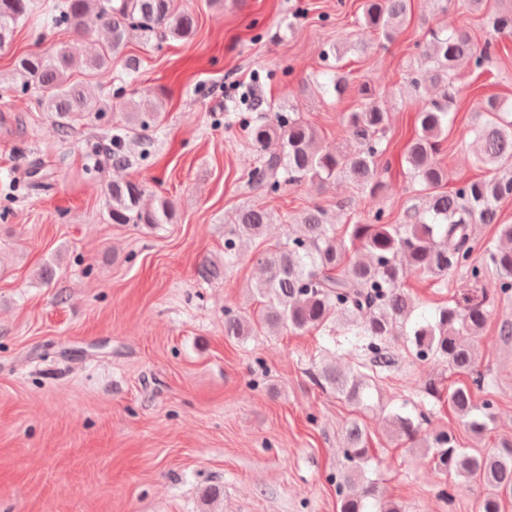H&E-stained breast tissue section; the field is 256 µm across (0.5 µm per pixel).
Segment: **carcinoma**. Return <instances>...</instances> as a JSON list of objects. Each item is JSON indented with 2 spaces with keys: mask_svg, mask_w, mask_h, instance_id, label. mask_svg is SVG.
<instances>
[{
  "mask_svg": "<svg viewBox=\"0 0 512 512\" xmlns=\"http://www.w3.org/2000/svg\"><path fill=\"white\" fill-rule=\"evenodd\" d=\"M436 10L448 6L483 12L486 0H434ZM411 0H364L362 23L378 38L393 42L408 13ZM34 18L47 28L64 27L79 36L102 31L92 55L76 60L67 48L32 52L15 63L14 75L24 93H41L40 104L56 113L61 133L96 111L98 94L112 89V61L120 57L133 37L149 48L158 38L187 40L195 31L191 14L173 9V0H0V48L12 39L15 29ZM492 29L512 34V6L499 5L488 14ZM424 73L414 71L410 85L420 91L429 80L437 92L422 100L418 110L420 132L406 154L411 181L408 193L422 200L403 211L393 224L382 209L364 224H348L343 232L327 212L313 206L289 219L284 240L257 255L266 277L256 285L262 299L253 312L224 313L227 336L245 339L276 328L292 333L325 330L341 320L348 338L335 344L339 359L358 351L364 362L340 367L321 362L313 373L315 383L350 404L362 405L367 391L396 364L390 350L394 336L405 339L408 351L418 360H432L450 375L464 376L470 383L445 386L440 377L423 388L433 403H448L470 430L481 434L494 419V403L485 398L475 403L474 391L489 393L484 374L477 368L476 341L485 327L494 297L480 287L488 266L498 274L497 293L512 294V224L499 219L500 204L512 200V101L496 95L482 96L473 104L475 162L485 176L463 182L449 190L448 170L442 163L444 134L454 123L458 89L456 65L467 60L484 70L492 46H480L469 30L446 26L425 27L420 44ZM322 95L342 99L352 93L360 105L338 116L345 142L319 144L317 129L299 113H273L250 129L252 147L262 164L249 173L251 184L264 194H273L286 184H320L343 178L363 192L376 194L385 183L380 162L389 149L386 138L389 115L382 97L369 82H352L349 74L336 70L326 81L316 83ZM102 135L112 141V165L122 167V136ZM144 188L132 181L112 182L108 218L114 224H170L174 203L159 196L143 203ZM270 213L256 204L240 210L232 236L224 241V267L233 266L243 246L262 238ZM476 224H494L500 246L484 247L478 254ZM422 273L439 288L448 287V277L462 274L460 298L435 306L413 317L415 311L404 280L409 271ZM433 409L420 404L415 416L395 414L391 423L398 436L412 443L428 438L436 468L445 476L477 479L486 489L480 512H503L512 497V443L496 451L470 453L456 436L432 427ZM344 467L336 474L340 512H367L369 501L379 512H404L397 503L382 501L377 483L366 477L372 461L368 436L353 420L344 430Z\"/></svg>",
  "mask_w": 512,
  "mask_h": 512,
  "instance_id": "1",
  "label": "carcinoma"
}]
</instances>
